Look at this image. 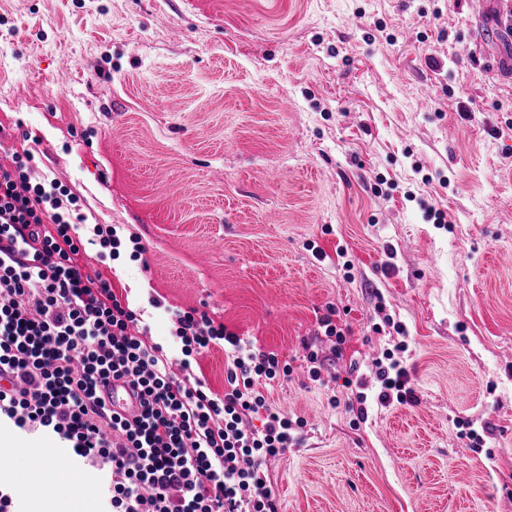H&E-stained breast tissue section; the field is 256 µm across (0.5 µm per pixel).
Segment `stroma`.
Listing matches in <instances>:
<instances>
[{
	"label": "stroma",
	"mask_w": 512,
	"mask_h": 512,
	"mask_svg": "<svg viewBox=\"0 0 512 512\" xmlns=\"http://www.w3.org/2000/svg\"><path fill=\"white\" fill-rule=\"evenodd\" d=\"M504 8L0 0V153L31 151L89 223L147 248L142 264L84 263L166 352L169 308L194 307L292 364L262 388L307 422L269 466L281 512H512ZM331 307L338 356L319 323ZM401 341L415 403L354 424L346 379L375 394L373 363ZM56 442L14 433L16 512H34Z\"/></svg>",
	"instance_id": "35a3bbf8"
}]
</instances>
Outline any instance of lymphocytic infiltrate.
<instances>
[{"label":"lymphocytic infiltrate","instance_id":"1","mask_svg":"<svg viewBox=\"0 0 512 512\" xmlns=\"http://www.w3.org/2000/svg\"><path fill=\"white\" fill-rule=\"evenodd\" d=\"M32 160L15 152L0 162V421L57 436L79 458L107 459L111 512H279L267 469L299 445L306 422L273 408L257 385L290 377L291 365L194 308L171 310L182 357L164 355L111 280L79 263L92 247L141 260V237L88 225L78 197L34 177ZM217 343L228 356L220 395L191 363ZM374 366L372 400L414 403L402 360L387 352ZM111 376L138 389L137 418L101 400L98 385Z\"/></svg>","mask_w":512,"mask_h":512}]
</instances>
